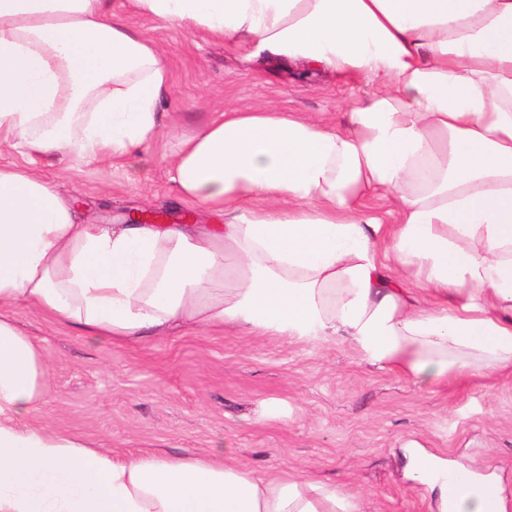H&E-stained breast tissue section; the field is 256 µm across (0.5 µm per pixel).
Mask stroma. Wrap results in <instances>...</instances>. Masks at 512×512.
Wrapping results in <instances>:
<instances>
[{
	"instance_id": "stroma-1",
	"label": "stroma",
	"mask_w": 512,
	"mask_h": 512,
	"mask_svg": "<svg viewBox=\"0 0 512 512\" xmlns=\"http://www.w3.org/2000/svg\"><path fill=\"white\" fill-rule=\"evenodd\" d=\"M112 7L160 47L170 75L160 109L174 125L108 170L58 157L39 161L83 223L118 224L128 210L215 223L180 200L172 179L185 135L231 106H276L342 125L366 91L361 81L256 53L248 42L158 26L126 0ZM13 316L48 365L36 420L92 447L163 457L220 447L248 471L308 476L359 495L367 512H436L433 493L407 473L404 447L414 442L492 475L512 512V374L423 386L365 363L341 340L296 342L227 328L115 344L77 335L25 306Z\"/></svg>"
}]
</instances>
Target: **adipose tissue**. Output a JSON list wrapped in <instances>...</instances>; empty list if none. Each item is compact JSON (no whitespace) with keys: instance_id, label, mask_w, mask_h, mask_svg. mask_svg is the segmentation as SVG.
Wrapping results in <instances>:
<instances>
[{"instance_id":"ef3b65f1","label":"adipose tissue","mask_w":512,"mask_h":512,"mask_svg":"<svg viewBox=\"0 0 512 512\" xmlns=\"http://www.w3.org/2000/svg\"><path fill=\"white\" fill-rule=\"evenodd\" d=\"M166 26L363 79L346 124L228 108L172 160L217 224H80L34 168L110 167L165 126L166 60L112 0H0V512H365L228 451L132 457L33 424L47 364L24 305L93 339L227 326L353 344L423 385L512 372V0H128ZM391 195L385 224L365 203ZM427 289L417 307L407 283ZM439 512H502L443 469Z\"/></svg>"}]
</instances>
